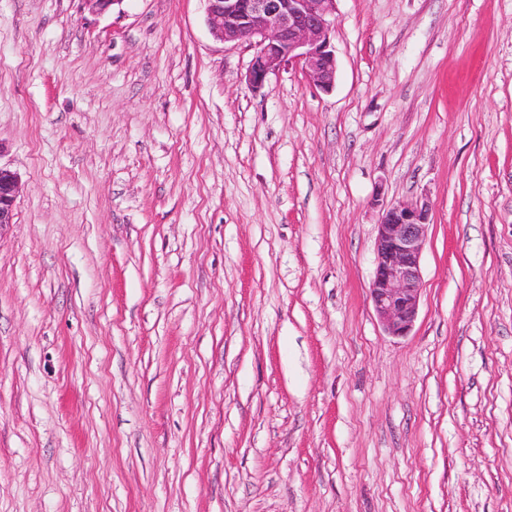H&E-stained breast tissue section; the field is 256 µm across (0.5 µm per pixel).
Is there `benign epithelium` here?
I'll list each match as a JSON object with an SVG mask.
<instances>
[{
    "mask_svg": "<svg viewBox=\"0 0 512 512\" xmlns=\"http://www.w3.org/2000/svg\"><path fill=\"white\" fill-rule=\"evenodd\" d=\"M212 35L245 41L255 49L246 83L260 90L270 75L298 65L310 85L333 90L336 56L331 45L336 0H205ZM19 177L0 164V226L13 223ZM430 205L425 199L394 203L383 210L375 242L369 299L385 332L410 333L422 289L421 255Z\"/></svg>",
    "mask_w": 512,
    "mask_h": 512,
    "instance_id": "1",
    "label": "benign epithelium"
}]
</instances>
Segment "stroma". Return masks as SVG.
I'll return each mask as SVG.
<instances>
[{"label": "stroma", "mask_w": 512, "mask_h": 512, "mask_svg": "<svg viewBox=\"0 0 512 512\" xmlns=\"http://www.w3.org/2000/svg\"><path fill=\"white\" fill-rule=\"evenodd\" d=\"M331 44L254 91L205 0H0V512H512V0H336ZM18 190V174L0 163V226L13 222ZM429 216V202L417 199L391 204L378 224L369 299L389 336L408 335L416 321Z\"/></svg>", "instance_id": "35a3bbf8"}]
</instances>
